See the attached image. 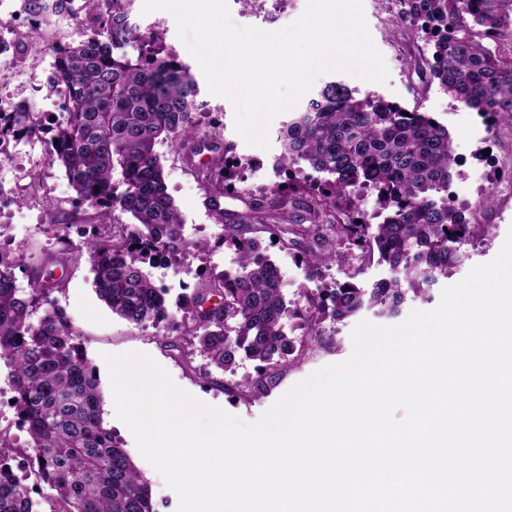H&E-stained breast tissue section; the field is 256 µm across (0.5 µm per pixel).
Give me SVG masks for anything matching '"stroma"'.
<instances>
[{"mask_svg": "<svg viewBox=\"0 0 512 512\" xmlns=\"http://www.w3.org/2000/svg\"><path fill=\"white\" fill-rule=\"evenodd\" d=\"M231 18L240 27H255L267 32L279 30L299 19L307 0H290L287 11L263 13L250 0H228ZM142 0H133L130 21L137 37L145 39L154 32H162L166 45L186 64L200 84L203 121H218L223 142L233 146L236 155L249 163L244 173L246 195L228 196L224 208L245 213L250 199L260 197L287 184L285 173L276 170L274 162L281 148L278 142L280 128L288 121V113L277 115L269 128L270 146L261 149L245 143L234 127L235 110L226 98L213 95L205 86L206 79L195 58L177 35L174 16L166 11L142 14ZM395 7L391 0H364V16L370 37L382 54L389 71L386 82H368L346 73H327L319 76L314 89L336 80L359 94L374 93L384 100L399 103L406 108L421 107L446 125L453 141L455 155L460 163L462 176L470 178L472 185L459 196L450 198V205L461 210L472 224H490L494 231L490 238L470 249L467 267L485 263L499 252L508 231L512 230V194L501 193L502 184L512 179V118H502L496 126H488L485 118L475 110L456 102L438 85L421 87L411 67V60L419 50L425 49L424 41L409 42L395 36L392 23ZM50 68L39 47H32L18 58L0 57V96L14 99L33 95L36 89L45 88ZM166 175L168 191L172 195L184 220V235L192 241L215 240L222 232L212 213L204 206V191L198 181L191 161L173 152L168 144L156 146ZM16 189L5 203L0 204V222L13 224L14 229L5 242L6 249L24 254L26 265L16 273L17 284L29 288L31 272L35 269H53L54 258L64 249H76L82 243L87 224L93 223L95 211L80 203L64 172L50 162L48 152L20 143L4 161ZM491 195L490 204H483L484 195ZM69 225L68 242H60L53 226ZM263 251L281 270L285 283V297L294 308H305L307 291H314L334 282L345 281L350 266L332 265L324 270L322 279L309 280L307 271L299 261V249H284L271 242L268 234H261ZM235 254L223 247L210 253L187 256L174 267H158L151 274L155 282L165 284L169 302L189 294L197 281L198 273H218L233 269ZM91 263L87 257L74 258L68 269L66 285L58 293L60 306L66 311L88 360L96 367L103 397H110L112 388L104 354L141 352L152 357L169 375L172 382L202 403L218 407L246 423L258 421L292 387L307 379L323 367L347 360L353 352L352 332L359 321L390 327L401 324L411 311L434 309L441 296L442 284L431 287L427 301H410L404 304L399 316L383 319L373 313H362L360 318L347 320L339 325H327L319 341L306 350L294 354L282 366L276 385L270 394L256 402H244L225 395L221 385L212 383L203 371L206 362L194 357L192 367H185L181 360L171 357L161 349L154 337L153 328H139L112 314L97 297L93 286ZM103 420L107 428L120 439L140 472L147 479L153 500L159 512H177L178 498L166 486L162 477L141 456L130 429L116 415L111 406H104Z\"/></svg>", "mask_w": 512, "mask_h": 512, "instance_id": "35a3bbf8", "label": "stroma"}]
</instances>
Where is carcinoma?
I'll use <instances>...</instances> for the list:
<instances>
[{"instance_id":"1","label":"carcinoma","mask_w":512,"mask_h":512,"mask_svg":"<svg viewBox=\"0 0 512 512\" xmlns=\"http://www.w3.org/2000/svg\"><path fill=\"white\" fill-rule=\"evenodd\" d=\"M130 0H84L83 23L92 36L57 51L47 80L70 91L63 117L47 128L39 113L20 107L0 115V144L43 140L52 133L50 161L58 165L80 202H90L98 223L84 234L97 296L135 327L156 329L163 350L186 364L191 348L207 359V377L234 372L239 353L256 362L258 378L224 385V392L256 401L273 388L270 370L288 362L295 341L285 321L311 341L327 321L340 324L366 308L393 316L409 298L429 288L468 259L467 247L490 237L495 226L471 224L448 204V182L460 174L448 127L416 107L407 110L373 94L355 95L331 81L280 130L278 166L288 187L254 198L249 213L228 214L219 200L242 193L245 166L224 145V156L196 171L206 205L224 224L215 243L187 241L184 221L168 192L155 146L182 152L217 148L220 135L203 132L196 119L199 87L189 68L160 35L135 55ZM395 31L406 29L431 46L430 57L413 60L423 85L438 83L458 102L492 125L512 115V59L483 42L512 43V0H395ZM68 15L74 0H21L35 30L48 14ZM481 27L483 31L474 32ZM410 115H405V112ZM306 165L332 179L292 184ZM382 222L373 224L365 195ZM130 224H114L115 212ZM263 225L286 247L302 246L309 278L354 259L373 260L389 276L363 288L349 280L321 288L303 310L288 307L277 265L262 252L251 226ZM227 245L236 268L204 273L169 311L168 289L157 286L145 266L177 265L190 252ZM23 257L0 247V354L8 355L18 428L37 450L33 466L59 504L54 512H157L151 488L121 441L105 427L96 369L52 294L63 279L47 274L27 293L15 270ZM17 447L0 430V512H35L23 479L14 471Z\"/></svg>"}]
</instances>
